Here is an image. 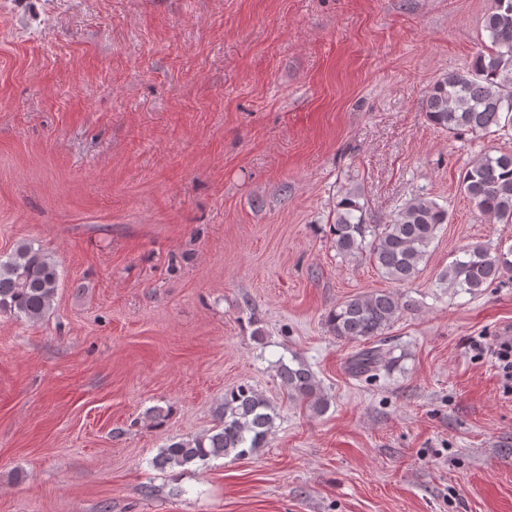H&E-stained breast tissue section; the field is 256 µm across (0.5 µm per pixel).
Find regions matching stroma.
Wrapping results in <instances>:
<instances>
[{"label":"stroma","instance_id":"35a3bbf8","mask_svg":"<svg viewBox=\"0 0 512 512\" xmlns=\"http://www.w3.org/2000/svg\"><path fill=\"white\" fill-rule=\"evenodd\" d=\"M493 6L0 0V255L34 242L60 277L41 321L0 313V512H512V283L437 285L458 249L512 246L461 188L512 129L423 112ZM351 188L381 224L416 194L448 210L373 382L323 321L386 285L331 246ZM281 359L326 413L288 400ZM241 383L278 413L264 448L152 467ZM295 364L279 360L276 367L277 378L286 391L288 399L306 402L314 414H323L330 406V400L322 390L320 382L310 368L299 361Z\"/></svg>","mask_w":512,"mask_h":512}]
</instances>
